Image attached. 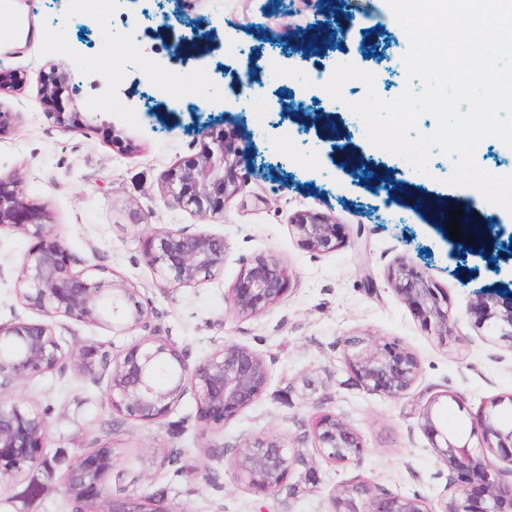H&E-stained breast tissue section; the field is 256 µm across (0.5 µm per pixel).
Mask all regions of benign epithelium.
<instances>
[{
    "mask_svg": "<svg viewBox=\"0 0 512 512\" xmlns=\"http://www.w3.org/2000/svg\"><path fill=\"white\" fill-rule=\"evenodd\" d=\"M308 8L322 23L295 32L284 40L294 53H305L317 43L335 49L334 33L327 17L326 0H307ZM188 26V40L208 45L214 29L210 22L187 23L180 9L164 16L154 33L167 35L170 24ZM68 90L66 79L49 72L42 78L39 101L47 119L63 132H78L84 123L78 112H59L57 106ZM255 131L232 118L211 126L204 133L200 150L164 177L166 194L202 218L224 213L226 197L243 191L250 169ZM366 158L354 149L343 158V169L358 174ZM20 179L0 178V229L13 228L35 239L25 254L17 276V294L24 306L48 318L46 322L17 320L0 323V390L27 376L41 375L68 367L96 383L107 378L106 395L112 410L125 419L145 424L166 417L189 392L196 397L198 419L205 429L224 423L261 396L269 379L262 356L250 348L226 342L210 356L190 363L186 350L150 332L117 356H109L103 344L87 341L64 351L51 320L66 317L86 325L107 324L115 332L147 326L148 304L138 288L112 270L99 265L75 269L77 259L46 224V215L30 204L19 187ZM405 192L421 202L420 211L457 245L460 255H481L496 260L512 257V242L503 233L489 234L478 223L470 202L442 200L402 184ZM463 211L459 219L461 239L450 238L449 214ZM291 227L301 246L316 252H332L341 246L335 220L316 210L298 211ZM146 262L175 287L196 286L212 280L224 270L225 240L214 234H187L180 230L155 231L144 240ZM389 281L419 318L434 328L446 343L451 335L448 296L423 273L402 264L389 274ZM289 284L287 268L274 255L256 258L224 292L230 310L241 319L263 313L279 303ZM466 314L476 318L484 338L512 343V296L488 288L470 298ZM346 363L357 381L369 391L398 397L410 388L420 369L418 358L396 342H346ZM512 405V394L485 404L479 410L477 427L464 440L444 431L439 399L430 400L421 413L422 426L432 437L441 463L448 469L453 494L441 512H512V483L502 481V470L485 451L512 464V423L499 418L497 407ZM310 432L315 448L333 463L347 464L361 457L364 446L357 434L336 414L320 411L313 415ZM477 438L478 447L471 446ZM232 466L258 493H273L287 481L294 464L288 448L274 436H255L229 450ZM47 458V423L38 410L19 403H0V476H15L33 469ZM114 462L112 446L99 444L78 455L61 484L70 500L90 498L95 512H169L161 503L141 496L109 497ZM365 496L366 512H431L417 496L372 493L371 486L356 480L342 489L338 503L346 512H360L355 498Z\"/></svg>",
    "mask_w": 512,
    "mask_h": 512,
    "instance_id": "obj_1",
    "label": "benign epithelium"
}]
</instances>
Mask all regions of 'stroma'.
<instances>
[{"label":"stroma","instance_id":"35a3bbf8","mask_svg":"<svg viewBox=\"0 0 512 512\" xmlns=\"http://www.w3.org/2000/svg\"><path fill=\"white\" fill-rule=\"evenodd\" d=\"M12 3L15 12L64 39L49 50L29 35L0 44V77L16 72L25 77L22 87L0 94V111L16 116L11 134L0 139V176L20 177L27 199L46 212L53 233L73 255L134 283L152 308L151 324L188 348L191 360L235 342L262 355L270 377L261 398L220 430H202L190 393L157 423L123 419L110 408L105 384L70 370L16 381L0 391V401L44 413L50 452L71 457L110 444L114 469L123 478L113 481L109 494L154 495L173 512H338L336 496L359 477L384 493L421 497L432 512H440L449 495L448 471L420 413L433 397L454 394L455 402L443 407L441 417L449 433L466 437L486 401L512 393V343L483 339L465 312L472 294L512 282V261L457 255L428 215L404 211L360 185L337 165L335 148L289 112L298 96L314 110L337 112L375 165L398 171L426 194L472 198L474 188L447 184L452 162L440 153L431 155L422 173L367 141L363 122L348 108L365 95L360 80L344 85L339 102L314 79L350 62L374 73L380 96L399 95L406 83L402 57L408 41L397 22L383 25L387 44L376 54L338 49L310 59L283 52L280 41L284 32L316 24L305 0H290L271 15L267 0H182L189 19H210L221 42L232 48L197 58L166 42L156 51L133 53L122 25L103 34L90 22L68 17L66 0ZM255 23L266 26L264 40L251 33ZM78 52L93 57L92 68L71 69ZM249 66L261 73V111L234 90V73ZM183 70L223 87L225 108L199 106L192 88L178 100L152 98L155 80ZM51 71L68 77L60 111L81 113L86 130L65 133L45 117L37 90ZM169 108L173 116L158 121L157 111ZM226 110L244 125L264 122L268 134L256 140V171L245 190L226 199L223 215L204 219L166 196L162 179L198 151L207 126ZM124 142L129 151L121 150ZM306 209L335 218L344 236L338 250L315 253L298 245L289 220ZM156 229L223 236V272L199 286H169L143 256V240ZM32 245L29 235L0 230L1 323L40 319L16 292L18 270ZM267 255L287 267L289 290L268 311L238 318L224 301V289L256 257ZM401 262L447 293L453 328L447 343L424 327L389 284L390 269ZM56 333L63 347L97 341L117 355L145 331L117 334L105 325L60 317ZM350 338L395 340L414 353L421 369L412 386L397 398L364 389L345 364L344 342ZM318 409L335 413L359 436L365 452L358 460L334 465L319 455L307 433ZM257 435L279 438L298 457L274 494L251 490L227 455ZM171 454L177 463L168 462ZM21 489L17 478L0 477V512H72L57 483L34 501L18 499Z\"/></svg>","mask_w":512,"mask_h":512}]
</instances>
